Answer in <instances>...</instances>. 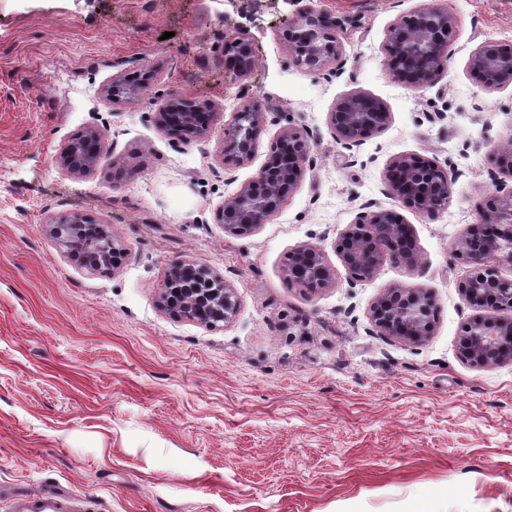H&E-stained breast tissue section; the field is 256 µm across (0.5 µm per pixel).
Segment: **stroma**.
Instances as JSON below:
<instances>
[{
    "mask_svg": "<svg viewBox=\"0 0 512 512\" xmlns=\"http://www.w3.org/2000/svg\"><path fill=\"white\" fill-rule=\"evenodd\" d=\"M350 17L340 63L297 66L281 31L294 0H0V512L64 494L76 512H512V362L458 352L476 312L458 292L471 266L454 246L493 192L512 139V85L485 90L468 68L485 41L512 45V0H310ZM453 17L430 87L384 63L389 29L416 9ZM246 33L252 71L224 74V43ZM136 93L106 94L113 76ZM379 99L389 125L348 149L329 117L346 96ZM182 95L213 112L202 137L153 114ZM266 114L251 160L224 129ZM313 159L260 228L225 233L219 209L288 130ZM107 155L68 175L61 152L87 131ZM454 169L448 208L403 207L393 158ZM401 213L418 262L350 284L335 250L365 207ZM82 213L121 239L116 271L71 259L48 222ZM323 250L336 285L315 292L285 268ZM224 275L240 309L204 326L162 311L174 263ZM427 289L437 308L419 345L381 335L369 308L389 286Z\"/></svg>",
    "mask_w": 512,
    "mask_h": 512,
    "instance_id": "obj_1",
    "label": "stroma"
}]
</instances>
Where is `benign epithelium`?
Wrapping results in <instances>:
<instances>
[{
	"mask_svg": "<svg viewBox=\"0 0 512 512\" xmlns=\"http://www.w3.org/2000/svg\"><path fill=\"white\" fill-rule=\"evenodd\" d=\"M450 13L429 7L414 11L389 30L386 65L392 74L411 88L433 84L442 74L448 58ZM327 16L310 6L301 9L299 20L282 32L297 66L319 72L340 60V32ZM254 64L252 43L243 35L224 45V70L236 77L250 73ZM469 68L479 77L481 87L490 90L512 85V48L494 42L478 46L469 57ZM211 114L191 99L175 95L154 115L162 128L182 139L197 138L208 129ZM336 138L345 147L362 144L369 134L384 129L390 113L377 99L353 94L342 99L330 115ZM265 123V113L245 108L235 113L225 140L241 161L255 152L257 137ZM65 166L72 175H84L104 158L100 134L92 130L64 151ZM309 147L295 130L284 133L272 148L271 160L254 180L224 199L221 221L224 232L233 236L252 233L276 212L300 182L310 165ZM388 189L406 207L424 214L448 209L453 176L433 161L399 156L387 170ZM48 234L66 248L81 266L93 270L115 267L126 253L123 243L107 237L102 226L73 213L47 224ZM472 265L470 275L458 284L467 304L484 315L465 324L461 334L463 357L475 366L493 367L512 361V277L499 272L503 264L512 266V184L504 180L484 203L479 220L468 225L455 244ZM337 254L351 283L374 278L386 262L412 267L418 250L412 226L398 213L371 209L359 213L336 243ZM288 278L311 291L336 284V274L322 249L302 245L288 257ZM158 306L205 326L217 321L230 323L239 310L235 288L210 267L190 262L172 265L158 297ZM369 317L384 336L412 344L432 335L435 306L431 295L419 287L390 286L372 304Z\"/></svg>",
	"mask_w": 512,
	"mask_h": 512,
	"instance_id": "1",
	"label": "benign epithelium"
}]
</instances>
